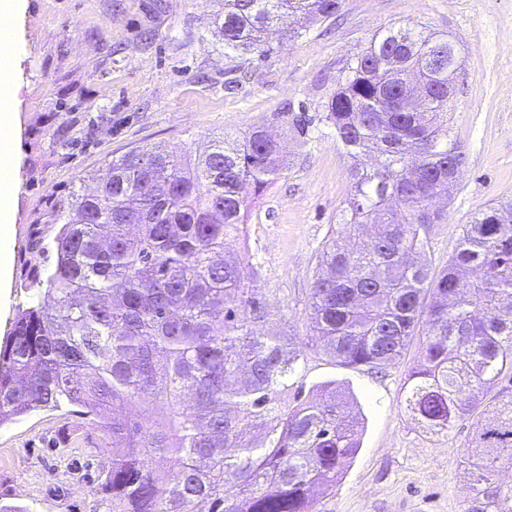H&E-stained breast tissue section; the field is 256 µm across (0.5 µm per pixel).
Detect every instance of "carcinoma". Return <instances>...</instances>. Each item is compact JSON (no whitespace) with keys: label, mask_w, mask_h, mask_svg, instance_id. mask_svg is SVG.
<instances>
[{"label":"carcinoma","mask_w":512,"mask_h":512,"mask_svg":"<svg viewBox=\"0 0 512 512\" xmlns=\"http://www.w3.org/2000/svg\"><path fill=\"white\" fill-rule=\"evenodd\" d=\"M342 0H224L213 24L224 48L263 55L285 18L288 37L336 15ZM455 45L411 27L374 34L345 67L318 118L290 113L295 136L320 120L353 161L343 237L320 252L312 284L311 347L344 366L384 368L422 338L405 386L426 434L472 416L512 374V204L464 225L441 268L429 229L448 196V166L465 154L450 137L448 68ZM283 170L270 125L214 141L193 161L162 146L109 162L75 196L77 220L55 237V264L0 346V424L45 408H77L110 440L98 484L112 512H316L360 448L362 419L327 384L286 411L304 351L256 331L268 311L246 285L227 240L247 223L246 184L259 195ZM358 241V248L348 246ZM476 423L462 464L467 512H512V391ZM261 432L258 443L245 435Z\"/></svg>","instance_id":"cac0c4a2"}]
</instances>
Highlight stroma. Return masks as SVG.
Wrapping results in <instances>:
<instances>
[{"instance_id": "obj_1", "label": "stroma", "mask_w": 512, "mask_h": 512, "mask_svg": "<svg viewBox=\"0 0 512 512\" xmlns=\"http://www.w3.org/2000/svg\"><path fill=\"white\" fill-rule=\"evenodd\" d=\"M223 9V0H27L8 78L19 192L0 338L55 262L56 214L92 191L111 159L158 145L194 158L218 137L276 122L287 167L251 199L245 233L228 249L265 298L269 328L306 351L278 407L330 383L365 419L357 455L317 512H466L472 481L460 461L472 423L420 431L404 404L418 346L379 370L307 348L319 251L342 221L353 161L326 125L294 138L287 111H324L346 64L380 30L412 24L453 41L450 127L466 163L448 195L447 223L430 229L431 257L443 265L476 212L512 201V0H343L298 38L273 36L262 57L225 51L212 26ZM101 442L64 409L1 424L0 512H112L111 498L96 491L112 466Z\"/></svg>"}]
</instances>
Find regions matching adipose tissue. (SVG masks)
Returning a JSON list of instances; mask_svg holds the SVG:
<instances>
[{"mask_svg":"<svg viewBox=\"0 0 512 512\" xmlns=\"http://www.w3.org/2000/svg\"><path fill=\"white\" fill-rule=\"evenodd\" d=\"M13 97L8 87L0 88V288L10 274V237L12 205L19 191L15 173L16 133L11 112Z\"/></svg>","mask_w":512,"mask_h":512,"instance_id":"1","label":"adipose tissue"}]
</instances>
